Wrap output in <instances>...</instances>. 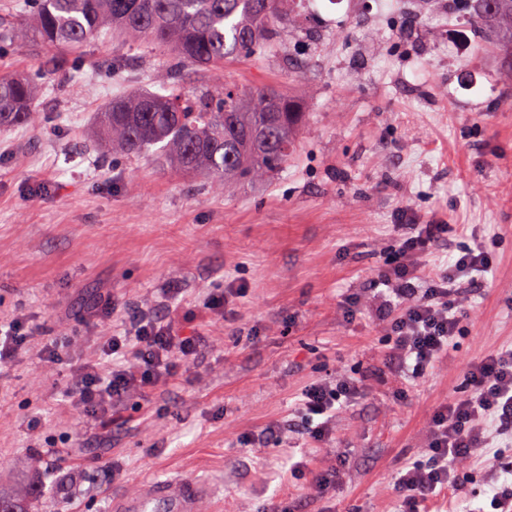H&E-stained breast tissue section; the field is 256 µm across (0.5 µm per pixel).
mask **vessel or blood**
<instances>
[{"label":"vessel or blood","instance_id":"1","mask_svg":"<svg viewBox=\"0 0 512 512\" xmlns=\"http://www.w3.org/2000/svg\"><path fill=\"white\" fill-rule=\"evenodd\" d=\"M211 495L207 485L176 480L156 484L140 497L116 501L112 509L113 512H150L153 504L160 503L167 512H199L201 502Z\"/></svg>","mask_w":512,"mask_h":512}]
</instances>
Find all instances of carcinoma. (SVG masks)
Here are the masks:
<instances>
[{"mask_svg": "<svg viewBox=\"0 0 512 512\" xmlns=\"http://www.w3.org/2000/svg\"><path fill=\"white\" fill-rule=\"evenodd\" d=\"M512 67V0H453ZM288 0H34L30 28L0 29V40L37 37L79 51L110 29L132 44L169 49L205 71L263 53L288 22ZM40 89L26 76L0 79V131L42 121ZM305 123L300 102L229 82L184 90L173 77L108 101L98 117L101 143L126 155H162L176 170L203 175L214 190L261 181L288 162ZM0 512H33L30 497L0 488Z\"/></svg>", "mask_w": 512, "mask_h": 512, "instance_id": "obj_1", "label": "carcinoma"}]
</instances>
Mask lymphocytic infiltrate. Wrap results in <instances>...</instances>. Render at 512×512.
Segmentation results:
<instances>
[{
  "instance_id": "lymphocytic-infiltrate-1",
  "label": "lymphocytic infiltrate",
  "mask_w": 512,
  "mask_h": 512,
  "mask_svg": "<svg viewBox=\"0 0 512 512\" xmlns=\"http://www.w3.org/2000/svg\"><path fill=\"white\" fill-rule=\"evenodd\" d=\"M397 247L372 279L376 314L387 329V362L416 387L453 349L463 324L459 293L490 271L487 242L470 238L446 267L429 273L436 246L467 225L442 221L411 223L401 213ZM468 237V236H467ZM34 331L25 318L0 321V365L33 347ZM205 340L187 335L178 323L143 310L121 332L104 337L100 362L75 369L67 386L84 423L107 425L136 393L166 388L176 375L188 374L203 353ZM466 394L449 399L433 414L415 460L399 473V512H459L457 459L483 464L490 484L489 512H512V344L468 362ZM365 377L336 375L301 392L296 412L305 438L319 444L332 439L343 410L358 398Z\"/></svg>"
}]
</instances>
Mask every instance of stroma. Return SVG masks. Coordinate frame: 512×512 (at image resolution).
<instances>
[{
    "label": "stroma",
    "mask_w": 512,
    "mask_h": 512,
    "mask_svg": "<svg viewBox=\"0 0 512 512\" xmlns=\"http://www.w3.org/2000/svg\"><path fill=\"white\" fill-rule=\"evenodd\" d=\"M288 17L224 77L297 95L306 124L267 182L225 194L156 155L94 146L101 105L164 75L166 51L118 36L74 55L0 42V77L41 75L46 114L0 132V317L72 338L63 368L27 353L0 367V483L23 479L38 512H112L179 479L215 487L202 512H396V476L461 395L465 361L512 341V68L491 42L458 39L468 20L448 0H288ZM403 209L473 225L493 264L460 301L456 350L404 399L369 301ZM217 288L228 305L205 308ZM350 294L362 306L347 322ZM142 310L205 338L192 382L131 397L68 448V373ZM336 370L370 379L335 440L308 447L294 406ZM290 455L308 462L300 480L279 475Z\"/></svg>",
    "instance_id": "35a3bbf8"
}]
</instances>
